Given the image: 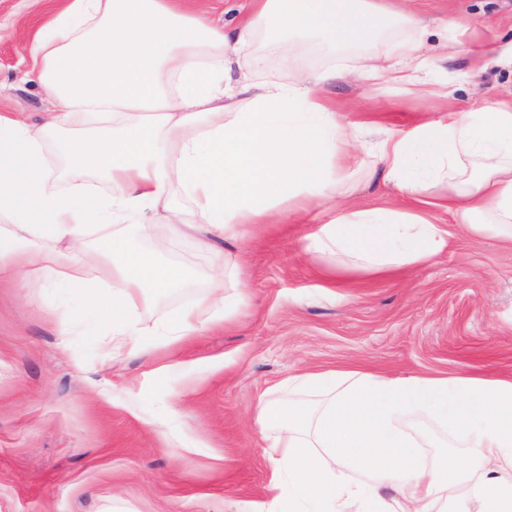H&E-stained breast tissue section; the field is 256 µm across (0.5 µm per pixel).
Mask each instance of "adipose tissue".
I'll return each mask as SVG.
<instances>
[{
  "label": "adipose tissue",
  "instance_id": "obj_1",
  "mask_svg": "<svg viewBox=\"0 0 512 512\" xmlns=\"http://www.w3.org/2000/svg\"><path fill=\"white\" fill-rule=\"evenodd\" d=\"M394 22L419 19L391 0H247L228 32L183 0H68L29 49L55 110L39 124L0 114V275L83 289L112 330L106 354L147 355L155 337L181 340L247 300L223 283L240 269L231 253L192 307L153 326L135 318L137 298L184 278L160 261L171 240L156 235L157 225L183 223L190 211L215 236L237 241L261 224L297 222L335 199L371 156L402 198L435 202L473 235L512 241V103L431 112L395 132L340 121L321 93L335 71L264 76L266 49L283 36L364 46ZM232 52L246 74L239 91L224 85ZM432 61L416 39L397 60H372L350 75L409 83L412 69ZM50 147L67 158L63 174L47 161ZM100 183L107 193H97ZM96 225L111 229L98 250L86 240ZM135 233L151 248H135ZM447 245V231L419 213L344 203L315 227L307 249L337 274L377 275L427 263ZM412 411L472 448L478 476L429 459L400 424ZM256 423L274 463L273 492L291 483L310 512H512V380L307 372L260 400Z\"/></svg>",
  "mask_w": 512,
  "mask_h": 512
}]
</instances>
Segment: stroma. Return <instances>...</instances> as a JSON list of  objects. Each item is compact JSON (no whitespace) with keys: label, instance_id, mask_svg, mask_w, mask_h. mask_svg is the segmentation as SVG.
I'll return each mask as SVG.
<instances>
[{"label":"stroma","instance_id":"obj_1","mask_svg":"<svg viewBox=\"0 0 512 512\" xmlns=\"http://www.w3.org/2000/svg\"><path fill=\"white\" fill-rule=\"evenodd\" d=\"M66 0H0V113L42 121L52 98L29 73L28 48ZM421 29L398 23L365 47L283 40L268 71L353 67L394 55L422 35L436 61L417 85L337 80L329 96L343 121L411 129L426 112L512 98V0H416ZM500 58L486 63L482 45ZM351 205H399L382 175L348 185ZM448 248L383 277L336 278L305 251L321 223L265 224L249 239L201 247L177 239L163 260L183 284L141 322L163 320L207 291L224 255L242 251L246 305L151 357L104 358L106 327L87 317L76 288L19 290L0 279V512H263L273 469L255 422L260 398L288 376L359 369L397 377H512V244L475 238L431 210Z\"/></svg>","mask_w":512,"mask_h":512}]
</instances>
